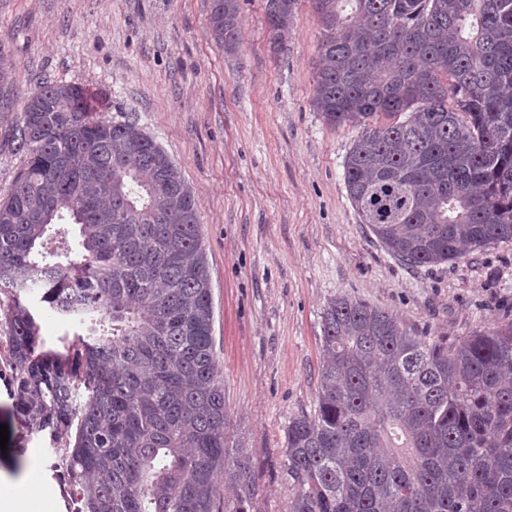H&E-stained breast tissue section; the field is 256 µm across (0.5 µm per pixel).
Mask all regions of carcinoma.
Returning a JSON list of instances; mask_svg holds the SVG:
<instances>
[{"instance_id": "carcinoma-1", "label": "carcinoma", "mask_w": 512, "mask_h": 512, "mask_svg": "<svg viewBox=\"0 0 512 512\" xmlns=\"http://www.w3.org/2000/svg\"><path fill=\"white\" fill-rule=\"evenodd\" d=\"M311 4V103L360 129L344 161L360 223L412 267L512 242V0ZM298 5L266 0L275 39ZM240 22V0H211L227 54ZM13 68L0 42V112ZM12 143L0 294L25 436L49 435L76 512H259L226 435L199 210L174 160L59 82L24 100ZM32 288L76 329L65 351L46 347ZM322 325L317 410L286 432L291 512H512V321L430 342L340 296Z\"/></svg>"}]
</instances>
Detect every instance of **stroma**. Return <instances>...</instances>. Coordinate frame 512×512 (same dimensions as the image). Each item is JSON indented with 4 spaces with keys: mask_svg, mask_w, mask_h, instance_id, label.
<instances>
[{
    "mask_svg": "<svg viewBox=\"0 0 512 512\" xmlns=\"http://www.w3.org/2000/svg\"><path fill=\"white\" fill-rule=\"evenodd\" d=\"M209 3L0 0V41L19 98L46 81L86 87L174 159L200 213L227 435L248 450L261 512H290L285 430L317 407L327 302L351 296L391 311L410 333L452 342L512 320V242L417 268L391 256L347 194L344 160L358 128L331 127L311 105L321 25L310 0L277 41L265 0H241L230 55L210 37ZM11 388L1 369L9 440L0 487L36 464L39 484L55 490L39 512H74L49 439L25 437L11 416Z\"/></svg>",
    "mask_w": 512,
    "mask_h": 512,
    "instance_id": "1",
    "label": "stroma"
}]
</instances>
